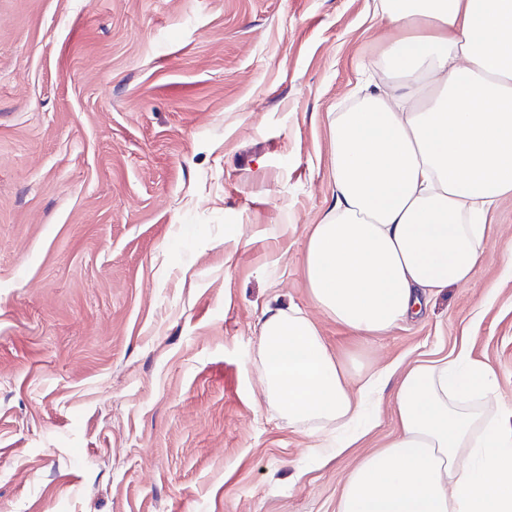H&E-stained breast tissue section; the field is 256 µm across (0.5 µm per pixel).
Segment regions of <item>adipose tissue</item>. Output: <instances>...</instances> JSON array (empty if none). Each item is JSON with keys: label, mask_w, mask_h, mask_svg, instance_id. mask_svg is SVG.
<instances>
[{"label": "adipose tissue", "mask_w": 512, "mask_h": 512, "mask_svg": "<svg viewBox=\"0 0 512 512\" xmlns=\"http://www.w3.org/2000/svg\"><path fill=\"white\" fill-rule=\"evenodd\" d=\"M405 29L350 110L333 115L334 204L303 268L316 306L380 336L469 280L489 215L512 200V0H377ZM263 393L310 436L356 422L393 386L398 432L348 476L338 512H512V431L494 371L467 346L397 382L348 368L296 307L266 309Z\"/></svg>", "instance_id": "adipose-tissue-1"}]
</instances>
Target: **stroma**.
Segmentation results:
<instances>
[{"mask_svg":"<svg viewBox=\"0 0 512 512\" xmlns=\"http://www.w3.org/2000/svg\"><path fill=\"white\" fill-rule=\"evenodd\" d=\"M397 36L374 0H0V512H337L392 398L318 457L263 394L269 307L371 370L470 336L512 430V200L470 279L385 335L306 286L331 116Z\"/></svg>","mask_w":512,"mask_h":512,"instance_id":"1","label":"stroma"}]
</instances>
